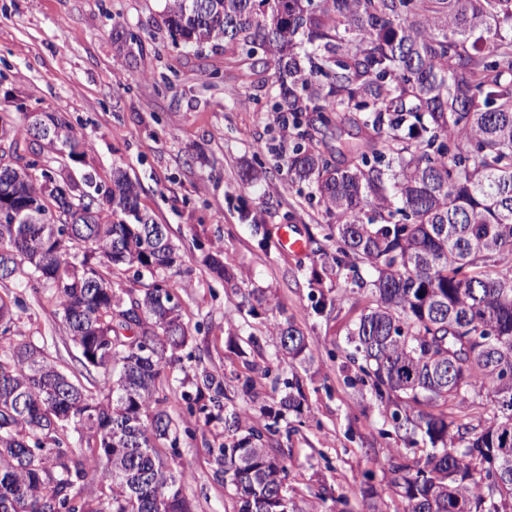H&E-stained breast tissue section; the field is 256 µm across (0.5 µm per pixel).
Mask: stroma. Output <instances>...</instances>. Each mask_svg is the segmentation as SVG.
<instances>
[{
	"mask_svg": "<svg viewBox=\"0 0 512 512\" xmlns=\"http://www.w3.org/2000/svg\"><path fill=\"white\" fill-rule=\"evenodd\" d=\"M165 0H0V110L21 121L22 111L53 112L67 118L90 145L79 161H67L73 178L93 174L107 190L113 166L123 167L140 186L141 209L167 225L182 256L176 293L193 340L163 385L164 407L188 432L168 458L190 473L184 492L195 512H231L210 449L224 442V424L190 418L180 398L194 389L201 371L223 380L234 405L255 422L268 423L281 391L273 379L299 377L306 409L288 413L293 426L283 441L289 480L300 492L332 488L348 497L351 512H365L361 491L403 512L388 482L387 463L396 446L391 421L369 387L355 382V368L343 349L349 323L364 297L347 294L340 309L314 310L310 280L320 269L329 217L307 186L276 170L281 133L271 110L275 78L258 85L250 62L207 45L192 52L174 45L161 13ZM137 34L143 53L117 55L112 28ZM237 98H227V89ZM265 171L247 184L246 169ZM250 219H243V211ZM295 228L306 244L301 254L279 245L283 229ZM223 250L237 275L234 287L210 273L207 254ZM256 290L284 308L307 336L312 362L291 365L277 359L267 331L271 312H238L239 290ZM20 305L10 331L14 343L43 347L63 372L79 373L72 343L50 290L8 281L0 294ZM260 337L261 351L242 341ZM252 390H244L246 377Z\"/></svg>",
	"mask_w": 512,
	"mask_h": 512,
	"instance_id": "35a3bbf8",
	"label": "stroma"
}]
</instances>
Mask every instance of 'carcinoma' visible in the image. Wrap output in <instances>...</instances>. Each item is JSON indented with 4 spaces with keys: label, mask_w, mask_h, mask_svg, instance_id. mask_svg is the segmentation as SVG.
I'll list each match as a JSON object with an SVG mask.
<instances>
[{
    "label": "carcinoma",
    "mask_w": 512,
    "mask_h": 512,
    "mask_svg": "<svg viewBox=\"0 0 512 512\" xmlns=\"http://www.w3.org/2000/svg\"><path fill=\"white\" fill-rule=\"evenodd\" d=\"M163 23L176 45L222 42L274 69L272 111L297 138L288 174L335 219L336 249L312 281L334 277L368 298L347 359L401 443L388 474L404 512H512V0H167ZM25 119L71 160L89 150L63 116ZM347 125L364 137L342 164L314 134ZM20 130L0 115V264L11 267L0 280L52 290L81 367L101 379L73 380L31 344L0 353V512H194L189 473L164 452L180 428L159 397L191 339L174 285L153 277L136 294L98 270L175 272L177 248L121 168L96 198L92 177L25 161ZM343 300L321 291L315 310ZM15 305L0 295L1 336ZM271 335L288 362L312 359L290 319ZM288 388L277 418L302 413V385ZM223 398L207 372L181 393L206 423ZM478 398L490 415L475 425L440 409ZM222 421L213 462L233 512H322L329 499L348 512L342 494L290 486L271 425L234 409ZM90 475L98 490H77Z\"/></svg>",
    "instance_id": "cac0c4a2"
}]
</instances>
